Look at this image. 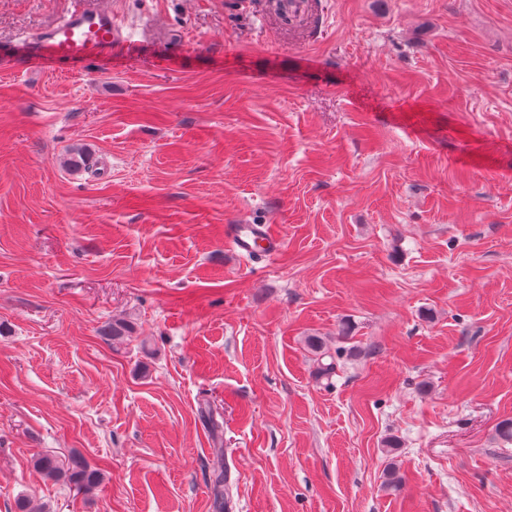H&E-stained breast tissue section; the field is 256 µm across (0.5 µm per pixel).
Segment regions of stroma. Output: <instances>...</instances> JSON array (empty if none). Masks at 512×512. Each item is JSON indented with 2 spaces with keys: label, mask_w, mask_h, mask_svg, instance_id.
<instances>
[{
  "label": "stroma",
  "mask_w": 512,
  "mask_h": 512,
  "mask_svg": "<svg viewBox=\"0 0 512 512\" xmlns=\"http://www.w3.org/2000/svg\"><path fill=\"white\" fill-rule=\"evenodd\" d=\"M234 2L99 0L111 60H0V512H216L220 465L228 512H512V0H318L317 42ZM77 5L0 0V47ZM224 236L241 258L275 259L282 250L283 240L271 224H228ZM35 467L50 479L64 478L76 490L89 492L96 488L102 480V472L89 465L84 459L76 456L58 459L54 455H39L35 459Z\"/></svg>",
  "instance_id": "stroma-1"
}]
</instances>
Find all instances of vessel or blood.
Returning a JSON list of instances; mask_svg holds the SVG:
<instances>
[{
  "label": "vessel or blood",
  "mask_w": 512,
  "mask_h": 512,
  "mask_svg": "<svg viewBox=\"0 0 512 512\" xmlns=\"http://www.w3.org/2000/svg\"><path fill=\"white\" fill-rule=\"evenodd\" d=\"M131 40V32L114 21L111 10L98 6L96 0H81L79 8L49 29L21 37L9 54L26 62L78 65L89 58L105 57L116 44ZM224 236L238 256L248 259H275L283 246L270 224H228Z\"/></svg>",
  "instance_id": "obj_1"
}]
</instances>
